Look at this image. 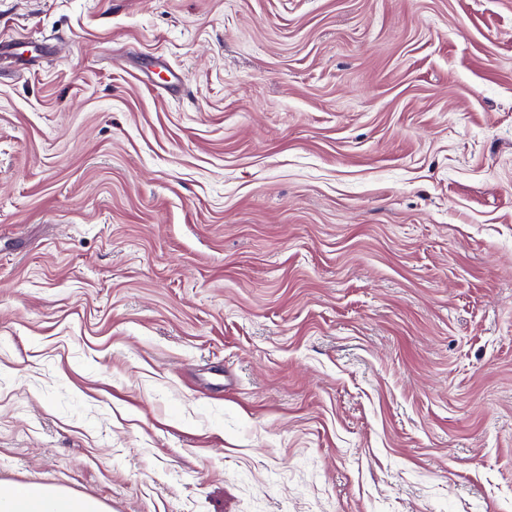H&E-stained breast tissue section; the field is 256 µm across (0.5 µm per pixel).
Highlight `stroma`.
<instances>
[{
    "label": "stroma",
    "instance_id": "obj_1",
    "mask_svg": "<svg viewBox=\"0 0 512 512\" xmlns=\"http://www.w3.org/2000/svg\"><path fill=\"white\" fill-rule=\"evenodd\" d=\"M26 33L0 483L512 512V0H0ZM145 69L147 71L149 81H152V74L155 73L162 81V86H160V88L164 89L169 94L179 93L187 83L185 75L170 67L161 57L153 56L150 67Z\"/></svg>",
    "mask_w": 512,
    "mask_h": 512
}]
</instances>
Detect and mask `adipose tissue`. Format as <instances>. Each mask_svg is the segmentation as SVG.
I'll return each mask as SVG.
<instances>
[{
	"mask_svg": "<svg viewBox=\"0 0 512 512\" xmlns=\"http://www.w3.org/2000/svg\"><path fill=\"white\" fill-rule=\"evenodd\" d=\"M0 512H106L99 501L70 495L57 488L30 483L0 485Z\"/></svg>",
	"mask_w": 512,
	"mask_h": 512,
	"instance_id": "adipose-tissue-1",
	"label": "adipose tissue"
}]
</instances>
